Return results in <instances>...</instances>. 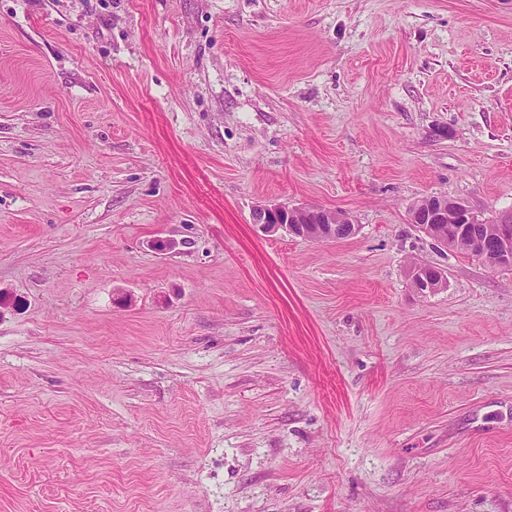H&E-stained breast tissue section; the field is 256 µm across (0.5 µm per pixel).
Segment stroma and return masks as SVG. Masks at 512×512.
<instances>
[{"label":"stroma","mask_w":512,"mask_h":512,"mask_svg":"<svg viewBox=\"0 0 512 512\" xmlns=\"http://www.w3.org/2000/svg\"><path fill=\"white\" fill-rule=\"evenodd\" d=\"M425 196L512 213V0H0V512H512V268ZM411 223L431 236L438 244L448 247V239L470 238L474 241L469 253L491 267H512V213L502 215L493 241L471 233L474 224L482 235H489L494 222L483 223L479 214L465 203L447 197H428L416 203L410 211ZM448 218L453 220L448 224ZM451 247V246H449ZM251 223L266 237L281 231L311 240H336L355 231V225L342 212L312 206L289 207L266 202L256 205ZM413 283L421 292L432 291L442 286L445 273L431 265L415 266L412 271Z\"/></svg>","instance_id":"1"}]
</instances>
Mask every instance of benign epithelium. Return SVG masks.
<instances>
[{
    "instance_id": "1",
    "label": "benign epithelium",
    "mask_w": 512,
    "mask_h": 512,
    "mask_svg": "<svg viewBox=\"0 0 512 512\" xmlns=\"http://www.w3.org/2000/svg\"><path fill=\"white\" fill-rule=\"evenodd\" d=\"M411 223L431 236L438 244L448 246V239L470 238L469 253L491 267H512V213L497 220L495 238L488 241L471 233L472 226L483 223L479 214L465 203L446 197H428L410 211ZM251 223L266 237L281 231L311 240H336L355 231L350 218L335 210L312 206L289 207L276 202L255 206ZM413 283L422 292L442 286L445 273L431 265H419L412 271Z\"/></svg>"
}]
</instances>
